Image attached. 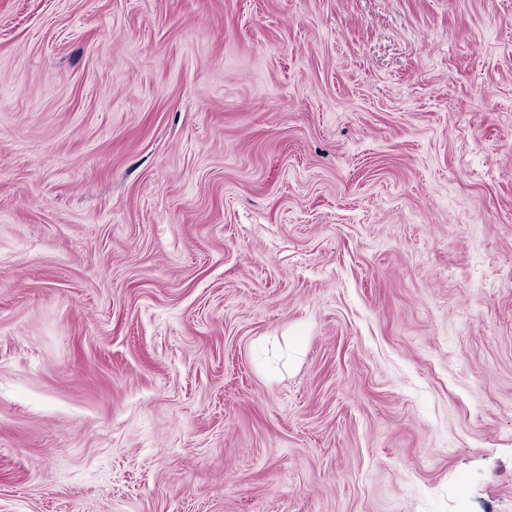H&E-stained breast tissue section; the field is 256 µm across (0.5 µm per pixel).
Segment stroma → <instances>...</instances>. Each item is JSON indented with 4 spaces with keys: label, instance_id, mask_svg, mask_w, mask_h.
I'll use <instances>...</instances> for the list:
<instances>
[{
    "label": "stroma",
    "instance_id": "obj_1",
    "mask_svg": "<svg viewBox=\"0 0 512 512\" xmlns=\"http://www.w3.org/2000/svg\"><path fill=\"white\" fill-rule=\"evenodd\" d=\"M0 512H512V0H0Z\"/></svg>",
    "mask_w": 512,
    "mask_h": 512
}]
</instances>
